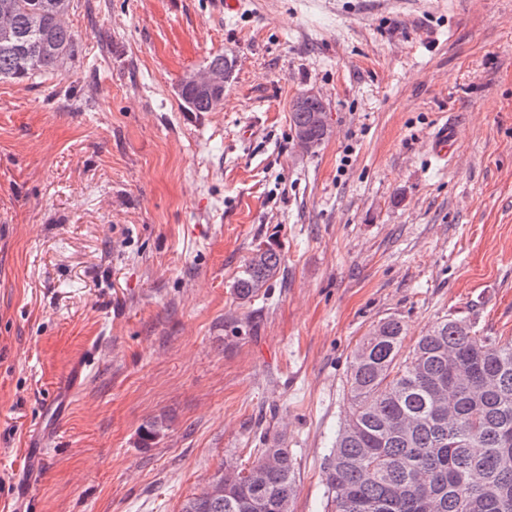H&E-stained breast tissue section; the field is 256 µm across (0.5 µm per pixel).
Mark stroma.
I'll return each mask as SVG.
<instances>
[{
	"mask_svg": "<svg viewBox=\"0 0 512 512\" xmlns=\"http://www.w3.org/2000/svg\"><path fill=\"white\" fill-rule=\"evenodd\" d=\"M65 21V69L0 81V512H179L263 435L297 460L293 512H324L378 321L409 346L445 318L512 338V0H74ZM217 54L223 107L186 111L179 80ZM310 90L331 133L306 152ZM260 244L282 269L245 303ZM311 100L316 101L318 105H320V110L316 112L317 104L315 102H310L300 111L292 112L291 128L293 130L296 142L302 136H305L311 139L312 142L314 144L316 143L318 146L330 134V131H325L319 120V112H322V122L324 126H327L323 97L318 92L314 91L301 93L292 101L291 108L292 110H297L304 106L307 101ZM455 143L454 128L447 123L440 125L433 134V152L442 159H447Z\"/></svg>",
	"mask_w": 512,
	"mask_h": 512,
	"instance_id": "stroma-1",
	"label": "stroma"
}]
</instances>
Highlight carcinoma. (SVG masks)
Here are the masks:
<instances>
[{"label": "carcinoma", "instance_id": "carcinoma-1", "mask_svg": "<svg viewBox=\"0 0 512 512\" xmlns=\"http://www.w3.org/2000/svg\"><path fill=\"white\" fill-rule=\"evenodd\" d=\"M72 0H0V79L53 74L76 50L65 24ZM190 112L218 99L186 80ZM295 139L329 136L317 104L292 113ZM282 258L259 245L234 284L245 302L270 287ZM395 318L379 321L352 353L349 416L324 464L325 512H512V340L445 319L404 346ZM296 460L278 441L228 468L179 512H292Z\"/></svg>", "mask_w": 512, "mask_h": 512}]
</instances>
